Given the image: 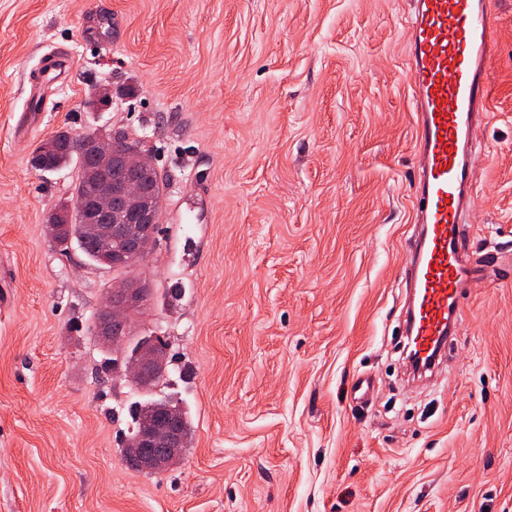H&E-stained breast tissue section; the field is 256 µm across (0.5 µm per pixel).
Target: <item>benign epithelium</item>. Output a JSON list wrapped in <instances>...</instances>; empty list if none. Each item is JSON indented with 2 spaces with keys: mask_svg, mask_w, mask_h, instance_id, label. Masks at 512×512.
<instances>
[{
  "mask_svg": "<svg viewBox=\"0 0 512 512\" xmlns=\"http://www.w3.org/2000/svg\"><path fill=\"white\" fill-rule=\"evenodd\" d=\"M67 152L78 153L83 161L100 158L112 159L114 155L136 152V146L127 136L112 133L99 134L93 140L84 134H72L64 144ZM120 196H144V190L135 179H129L114 189L110 184L100 186L95 195L78 204L83 220L88 224L107 225V238L116 234L129 241L128 250L114 253L102 249L104 264L112 267H133L139 257L149 254L157 244L153 225L159 223L162 197L155 195L145 200L137 214L126 218V223L115 228L112 210ZM151 290L141 285L120 283L112 288L100 309L102 318L96 321V336L101 347L112 350L117 359L116 368L127 375L135 388L151 391L159 386L168 374V353L165 343L156 336H134L126 330L127 317L134 309L143 307ZM170 424L162 428H147L141 424L137 431L124 442V456L131 467L166 470L176 465L182 457V440L177 427L181 421V406L168 404L163 407Z\"/></svg>",
  "mask_w": 512,
  "mask_h": 512,
  "instance_id": "obj_1",
  "label": "benign epithelium"
}]
</instances>
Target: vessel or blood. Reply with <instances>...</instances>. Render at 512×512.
Here are the masks:
<instances>
[{
  "label": "vessel or blood",
  "instance_id": "vessel-or-blood-1",
  "mask_svg": "<svg viewBox=\"0 0 512 512\" xmlns=\"http://www.w3.org/2000/svg\"><path fill=\"white\" fill-rule=\"evenodd\" d=\"M406 54L417 127L413 203L404 278L412 299L405 335L421 357H448L461 328L466 284L495 266L465 259L471 155L489 110L495 28L491 0H411Z\"/></svg>",
  "mask_w": 512,
  "mask_h": 512
}]
</instances>
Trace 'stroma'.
<instances>
[{
	"mask_svg": "<svg viewBox=\"0 0 512 512\" xmlns=\"http://www.w3.org/2000/svg\"><path fill=\"white\" fill-rule=\"evenodd\" d=\"M494 2L478 257L512 252V0ZM409 22V0H0V512H512V274L473 287L451 367L409 380L396 347ZM55 48L66 81L32 84ZM62 127L149 154L164 188L144 264L49 241L77 170L31 159ZM126 279L152 290L131 329L166 343L193 423L157 475L125 463L141 394L101 370L92 332Z\"/></svg>",
	"mask_w": 512,
	"mask_h": 512,
	"instance_id": "obj_1",
	"label": "stroma"
}]
</instances>
